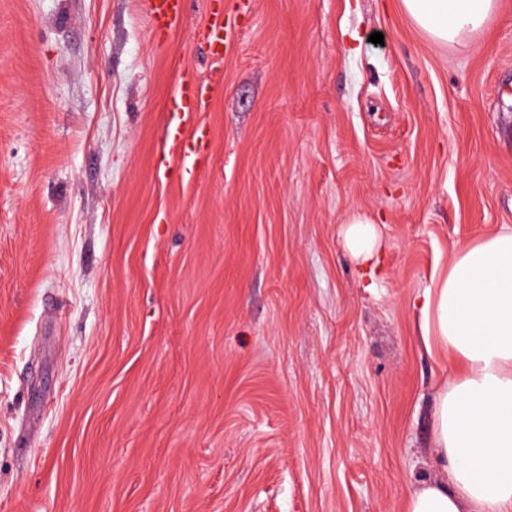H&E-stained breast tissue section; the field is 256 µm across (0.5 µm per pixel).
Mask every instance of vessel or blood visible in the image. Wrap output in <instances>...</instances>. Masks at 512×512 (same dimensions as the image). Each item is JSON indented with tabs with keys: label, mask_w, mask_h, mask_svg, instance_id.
<instances>
[{
	"label": "vessel or blood",
	"mask_w": 512,
	"mask_h": 512,
	"mask_svg": "<svg viewBox=\"0 0 512 512\" xmlns=\"http://www.w3.org/2000/svg\"><path fill=\"white\" fill-rule=\"evenodd\" d=\"M206 5L207 21L197 30L196 38L212 59L220 60L223 59L228 44V18L224 13L223 0H206ZM139 7L154 32L167 34L185 21L188 0H139ZM215 91L214 82L201 80L193 74L184 76L177 86L168 123L181 171L191 172L197 169L210 143V133L204 127L186 131L185 114L204 110Z\"/></svg>",
	"instance_id": "vessel-or-blood-1"
}]
</instances>
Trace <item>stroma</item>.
Here are the masks:
<instances>
[{"mask_svg": "<svg viewBox=\"0 0 512 512\" xmlns=\"http://www.w3.org/2000/svg\"><path fill=\"white\" fill-rule=\"evenodd\" d=\"M224 8L215 63L206 0L163 44L138 0H0V512H404L443 476L412 304L512 225V0L467 49L400 0ZM186 68L222 88L168 178ZM207 21L196 31L198 44L204 46L213 60L224 57V48L228 44V20L224 14L222 0H207ZM347 249L362 263L370 262L376 253L378 231L374 221L365 214H354L342 227Z\"/></svg>", "mask_w": 512, "mask_h": 512, "instance_id": "1", "label": "stroma"}]
</instances>
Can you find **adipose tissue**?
<instances>
[{"label": "adipose tissue", "mask_w": 512, "mask_h": 512, "mask_svg": "<svg viewBox=\"0 0 512 512\" xmlns=\"http://www.w3.org/2000/svg\"><path fill=\"white\" fill-rule=\"evenodd\" d=\"M430 39L469 46L498 0H401ZM352 257L370 262L374 221L342 227ZM420 340L450 367L434 408L435 461L446 478L414 488L405 512H512V227L458 249L417 296Z\"/></svg>", "instance_id": "obj_1"}]
</instances>
